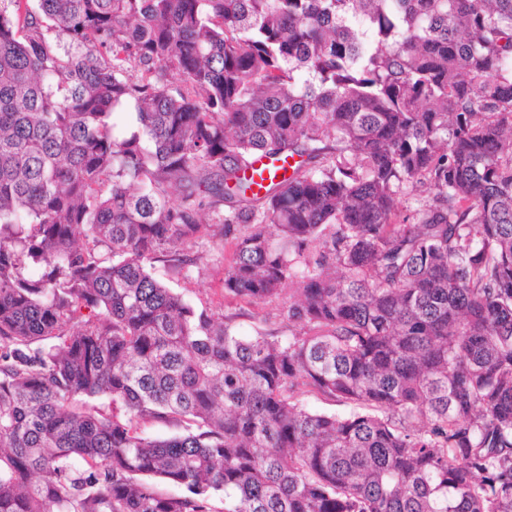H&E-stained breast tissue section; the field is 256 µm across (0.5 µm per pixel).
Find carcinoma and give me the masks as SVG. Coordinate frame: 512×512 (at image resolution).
<instances>
[{
  "label": "carcinoma",
  "instance_id": "cac0c4a2",
  "mask_svg": "<svg viewBox=\"0 0 512 512\" xmlns=\"http://www.w3.org/2000/svg\"><path fill=\"white\" fill-rule=\"evenodd\" d=\"M219 496L512 512V0H0V512ZM197 256L196 264L190 267L188 277L184 273L177 274L163 262H154L150 271L195 308L207 307L224 315L242 313L236 318V323L244 334L252 333L257 324L279 331L281 335H288V327L285 328L279 323V311L274 304L251 306L225 294V269L232 258V247L229 243L222 247L218 238L205 237L198 248Z\"/></svg>",
  "mask_w": 512,
  "mask_h": 512
}]
</instances>
